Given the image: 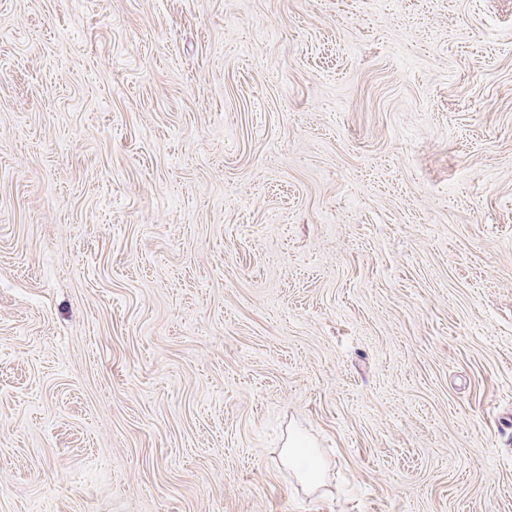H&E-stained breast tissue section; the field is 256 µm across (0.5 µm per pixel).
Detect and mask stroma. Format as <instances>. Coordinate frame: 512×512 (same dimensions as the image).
<instances>
[{
  "label": "stroma",
  "instance_id": "1",
  "mask_svg": "<svg viewBox=\"0 0 512 512\" xmlns=\"http://www.w3.org/2000/svg\"><path fill=\"white\" fill-rule=\"evenodd\" d=\"M0 512H512V0H0ZM309 443L298 433L288 435V448L282 462L294 471L297 478L308 488H319L325 475V462L310 449Z\"/></svg>",
  "mask_w": 512,
  "mask_h": 512
}]
</instances>
